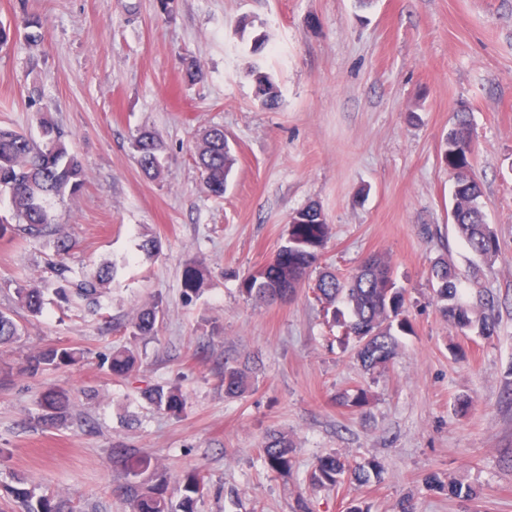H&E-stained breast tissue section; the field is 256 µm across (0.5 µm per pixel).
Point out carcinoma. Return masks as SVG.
<instances>
[{
    "instance_id": "obj_1",
    "label": "carcinoma",
    "mask_w": 512,
    "mask_h": 512,
    "mask_svg": "<svg viewBox=\"0 0 512 512\" xmlns=\"http://www.w3.org/2000/svg\"><path fill=\"white\" fill-rule=\"evenodd\" d=\"M249 75L254 78L255 95L261 105L278 108L281 94L272 74L255 61ZM472 148L469 113L458 112L442 143V160L453 182L451 218L467 249L491 263L498 257L500 247L480 207L482 189L471 176ZM132 150L144 175L149 178L161 175L162 143L156 133L141 132L132 142ZM196 163L205 188L214 196L224 195L233 158L223 129L213 127L204 133L197 147ZM84 180L81 160L51 122L42 123L38 142L26 132L0 127V194L9 196L12 220L9 224L0 219V237L10 231L24 238H46L52 242L55 255L64 258L72 249V241L53 222L50 201L68 190H77ZM304 212L305 216L289 225L288 240L271 260L242 280L240 291L259 303L288 301L309 282L313 272H318L313 296L333 320L340 313L339 306L348 310L349 319L343 320V325L347 334L356 339L357 361L368 372L387 368L398 355L394 329L402 331L408 326L404 317L405 297L395 285L391 262L381 255H371L345 278L331 271H317L328 226L317 206L310 205ZM139 249L146 257L154 258L160 253L161 242L157 236L146 234ZM50 270L58 283L57 295L62 303L95 313L118 267L116 262L107 260L94 274L74 277L70 267L59 261L51 264ZM430 280L442 317L456 329L464 332L476 328L480 335L488 337L496 332L493 301L488 299L478 307L463 304L459 274L447 259L440 257L432 264ZM182 286L186 298L199 295L207 286V270L196 262L186 264ZM15 298L30 315H42L43 289L20 283L15 288ZM162 313V304L156 299L133 315L125 330L135 338L150 336ZM20 332L21 327L11 314L0 311V346L12 343ZM83 357L84 350L79 348L47 347L27 357L24 371L34 375L57 370ZM103 363L112 375L127 377L137 367L138 359L132 351L123 348L103 356ZM223 381L224 394L228 397L240 396L251 387V376L238 366H224ZM147 398L157 410L173 416L180 415L186 405L183 391L175 384H158L147 392ZM336 402L358 409L364 406L366 393L361 389L354 394L344 392L336 397ZM68 405L67 392L47 390L41 397L42 420L51 425L65 423ZM262 453L271 470L286 474L291 469L292 443L287 435L275 432L267 435ZM122 461L126 475L134 478L125 492L132 512H195L197 502L203 497L200 488L206 482L200 472L193 470L174 476L151 457L132 449L122 454ZM145 473L149 479L135 481ZM378 475L379 466L374 462L350 466L340 457L329 455L317 460L310 481L314 487L335 486L345 481L364 485ZM10 494L24 512H75L69 503L51 494L37 495L26 486L12 487Z\"/></svg>"
}]
</instances>
